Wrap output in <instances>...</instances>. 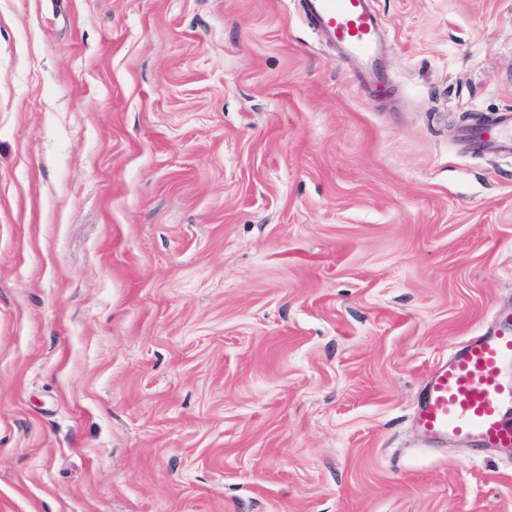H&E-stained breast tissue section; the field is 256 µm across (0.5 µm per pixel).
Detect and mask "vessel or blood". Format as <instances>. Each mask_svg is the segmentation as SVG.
<instances>
[{"instance_id":"obj_1","label":"vessel or blood","mask_w":512,"mask_h":512,"mask_svg":"<svg viewBox=\"0 0 512 512\" xmlns=\"http://www.w3.org/2000/svg\"><path fill=\"white\" fill-rule=\"evenodd\" d=\"M301 12L348 62L361 85H377L385 44L372 0H299ZM479 150L512 154V112L473 135ZM512 316L496 319L460 342L428 372L412 414L430 445L462 438L474 453H512Z\"/></svg>"}]
</instances>
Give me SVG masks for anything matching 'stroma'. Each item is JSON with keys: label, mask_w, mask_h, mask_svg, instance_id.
Masks as SVG:
<instances>
[{"label": "stroma", "mask_w": 512, "mask_h": 512, "mask_svg": "<svg viewBox=\"0 0 512 512\" xmlns=\"http://www.w3.org/2000/svg\"><path fill=\"white\" fill-rule=\"evenodd\" d=\"M0 0V512H512L423 380L512 314V0ZM301 12L349 63L360 85L377 86L385 44L372 0H299ZM512 110L502 111L494 121L472 134L475 149H494L502 154H512Z\"/></svg>", "instance_id": "1"}]
</instances>
